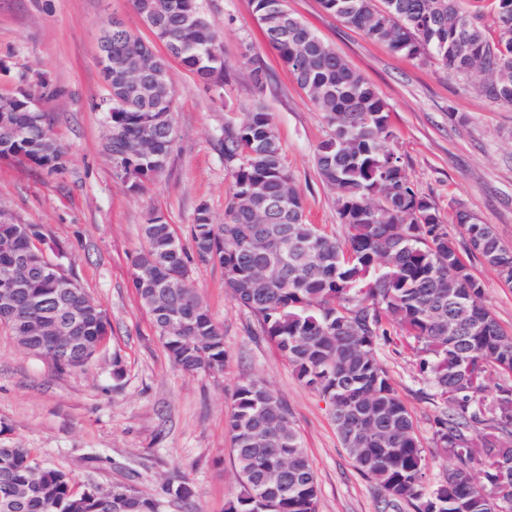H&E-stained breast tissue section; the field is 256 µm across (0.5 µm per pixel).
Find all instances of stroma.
I'll use <instances>...</instances> for the list:
<instances>
[{
    "instance_id": "35a3bbf8",
    "label": "stroma",
    "mask_w": 512,
    "mask_h": 512,
    "mask_svg": "<svg viewBox=\"0 0 512 512\" xmlns=\"http://www.w3.org/2000/svg\"><path fill=\"white\" fill-rule=\"evenodd\" d=\"M199 3L216 26L230 77L217 94L170 61L178 140L166 174L132 193L102 149L104 115L90 107L108 94L98 53L103 25L117 18L144 41L153 39L130 0H0V96L24 82L40 85L38 106L68 157L59 175L0 162V208L16 222L42 225L47 251H65L67 272L112 325L98 358L68 370L27 352L0 328V446L32 449L40 464L70 473L81 490L123 484L159 496L167 482H185L198 512H224L240 490L226 432L231 398L238 384L256 377L292 413L318 482V512H382L383 495L342 448L329 406L262 338L257 317L226 294L219 266L200 264L191 273L229 354L223 372L212 375L191 376L171 363L132 286L131 260L145 244L142 226L151 211L163 212L182 236L203 204L223 223L231 178L217 139L228 112L250 107L256 62L267 76L264 100L307 221L343 233L334 195L314 166L328 132L323 113L266 43L250 0ZM287 7L387 102L393 149L418 192L454 226L485 303L512 334V287L466 248L455 226L457 210H468L512 246V104L484 98L477 75L454 74L435 58L411 59L368 39L327 14L319 0H287ZM116 356L124 366L118 383L112 379ZM378 357L414 417L428 459L426 483L434 485L451 464L432 441L438 408L409 350L384 344Z\"/></svg>"
}]
</instances>
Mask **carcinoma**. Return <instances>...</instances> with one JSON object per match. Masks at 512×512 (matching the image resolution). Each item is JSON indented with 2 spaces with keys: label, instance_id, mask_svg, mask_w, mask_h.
Masks as SVG:
<instances>
[{
  "label": "carcinoma",
  "instance_id": "cac0c4a2",
  "mask_svg": "<svg viewBox=\"0 0 512 512\" xmlns=\"http://www.w3.org/2000/svg\"><path fill=\"white\" fill-rule=\"evenodd\" d=\"M165 47L174 44L189 72L214 87L226 77L213 23L198 0H131ZM267 44L324 114L330 132L316 148L321 182L336 193L345 234L306 222L300 191L283 157L271 112L262 101L266 75L252 69L257 100L224 123L220 149L232 180L224 223L197 209L190 247L160 211L144 224L146 246L132 260V285L171 361L191 375L224 370V332L190 283L192 265L224 271V288L259 318L263 336L299 381L329 405L341 446L387 502L414 512H512V383L489 390L492 376H512V335L483 301V285L463 261L440 212L410 181L388 143L387 102L285 0H250ZM324 11L391 51L431 55L448 71L482 74L481 92L512 103V0H491L497 37L460 0H320ZM143 71L144 90L128 86ZM0 98V160L49 174L66 166V150L44 112L23 109L38 88ZM112 111L106 125L118 177L131 192L162 176L177 137L169 106L168 59L126 25L112 29ZM469 247L512 284V248L467 210L457 212ZM39 224L0 212V271L18 274L13 312L0 316L16 343L61 370L88 365L105 345L102 307L67 280L42 269L34 241ZM403 336L418 371L440 404L433 443L453 459L428 492V466L412 414L377 350ZM240 492L224 512H317L319 487L288 408L261 379L240 384L228 423ZM481 480H475V465ZM164 494L194 498L186 482ZM160 498L75 490L69 474L41 466L32 450L0 446V512H158Z\"/></svg>",
  "mask_w": 512,
  "mask_h": 512
}]
</instances>
